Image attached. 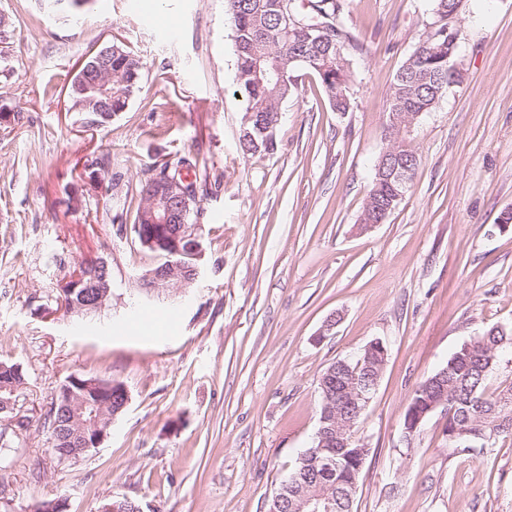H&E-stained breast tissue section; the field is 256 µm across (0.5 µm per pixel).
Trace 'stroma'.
I'll return each mask as SVG.
<instances>
[{"label":"stroma","instance_id":"obj_1","mask_svg":"<svg viewBox=\"0 0 512 512\" xmlns=\"http://www.w3.org/2000/svg\"><path fill=\"white\" fill-rule=\"evenodd\" d=\"M431 9L348 0L349 110L332 111L304 74L277 152L246 157L224 0H88L75 14L0 0L14 26L0 56V361L21 370L16 413L30 419L0 469V512L52 499L97 512L125 497L143 512H267L312 444L322 372L376 339L388 357L354 432L369 450L354 512H512V436L449 446L441 408L413 441L403 429L421 382L512 325V0H477L457 21L461 81L411 133L413 186L384 224L359 228L389 88ZM117 40L143 62L141 90L99 128L67 89ZM161 152L207 168L205 257L195 283L146 294L136 276L153 257L132 223ZM97 257L112 266V301L81 319L60 288ZM73 373L129 395L76 463L51 453L44 425Z\"/></svg>","mask_w":512,"mask_h":512}]
</instances>
